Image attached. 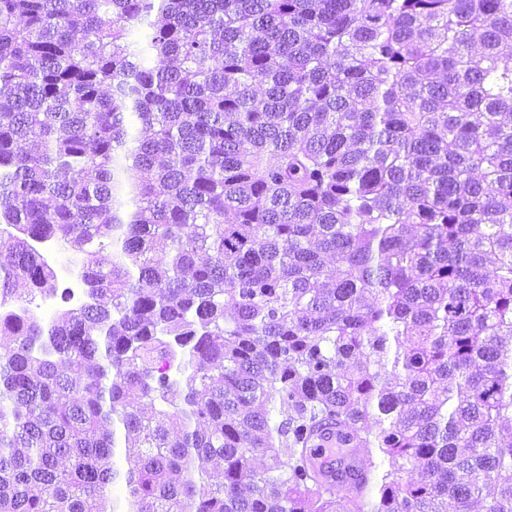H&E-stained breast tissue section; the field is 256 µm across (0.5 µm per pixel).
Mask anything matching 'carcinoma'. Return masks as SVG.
<instances>
[{
    "label": "carcinoma",
    "instance_id": "carcinoma-1",
    "mask_svg": "<svg viewBox=\"0 0 512 512\" xmlns=\"http://www.w3.org/2000/svg\"><path fill=\"white\" fill-rule=\"evenodd\" d=\"M109 487L512 512V0H0V512ZM90 259H91V257L88 255H77V256L75 255L74 256L70 252H65V251H61V250H53L52 254H51V262L55 266L57 275H58V284H59V288H60L59 292H58V296L54 297L53 301H52L51 297L46 298L43 301V304L39 300H36V302L31 304L32 307H34L33 310L38 314L39 309H36L35 307H36V304H40V303L42 304L41 307L45 311L49 310L52 307L53 302H54V306H55L56 310L73 307L74 306L73 303L75 305L81 304L84 300V290H83V285H82L80 278L77 276V274L74 273V271L72 269L64 268V271L67 274V278H65L61 274V270L63 267L69 266L71 261H77V263H79L81 265V263H83V262L87 263ZM68 279L70 280V283L72 286L70 288V291H71V300L73 303L71 301L64 303L60 299V293H61L62 289L67 288L69 286Z\"/></svg>",
    "mask_w": 512,
    "mask_h": 512
}]
</instances>
